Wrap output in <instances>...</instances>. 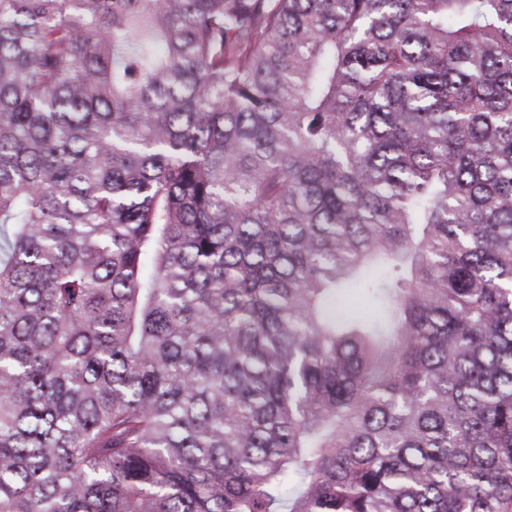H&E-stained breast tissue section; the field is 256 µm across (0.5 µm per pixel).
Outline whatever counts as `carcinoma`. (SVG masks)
<instances>
[{"label": "carcinoma", "instance_id": "1", "mask_svg": "<svg viewBox=\"0 0 512 512\" xmlns=\"http://www.w3.org/2000/svg\"><path fill=\"white\" fill-rule=\"evenodd\" d=\"M0 512H512V0H0Z\"/></svg>", "mask_w": 512, "mask_h": 512}]
</instances>
